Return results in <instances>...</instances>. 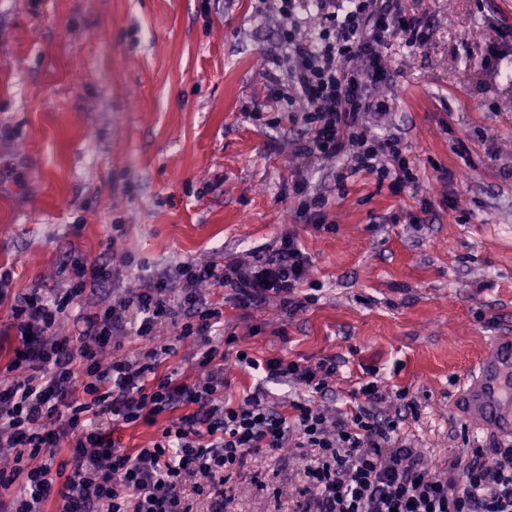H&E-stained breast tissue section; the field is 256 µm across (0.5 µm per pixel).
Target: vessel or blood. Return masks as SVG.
Wrapping results in <instances>:
<instances>
[{
  "label": "vessel or blood",
  "instance_id": "obj_1",
  "mask_svg": "<svg viewBox=\"0 0 512 512\" xmlns=\"http://www.w3.org/2000/svg\"><path fill=\"white\" fill-rule=\"evenodd\" d=\"M455 408L471 424L512 440V333L495 337L460 383Z\"/></svg>",
  "mask_w": 512,
  "mask_h": 512
}]
</instances>
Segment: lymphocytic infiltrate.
Here are the masks:
<instances>
[{
	"mask_svg": "<svg viewBox=\"0 0 512 512\" xmlns=\"http://www.w3.org/2000/svg\"><path fill=\"white\" fill-rule=\"evenodd\" d=\"M307 38L296 24L300 0H258L257 12H279L292 24L285 53L270 56V96L285 104L305 135L294 154L343 160L337 185L364 172L401 193L419 181L407 146L394 134L372 136L370 119L390 110L380 89L390 79L382 50L412 26L399 0H313ZM296 214L318 230H333L329 198L294 179ZM124 244H113L111 265L74 261L55 297L41 289L13 295L0 275V303L8 302L14 342L0 365V512H192L180 488L201 475L198 494L210 512H224V485L254 454L312 448L305 474L311 494L297 512H512V448L475 447L441 470L424 466L421 453L399 435L398 418L380 416L386 399L379 384L359 387L343 409L326 394L338 364L326 357L301 363L281 357L228 354L223 344L203 349L194 375L170 364L173 346L156 345L159 320L170 319L178 340L203 336L224 321V300H204L200 284L229 288L239 306L275 301L301 308L299 288L311 261L297 237L284 235L271 257L252 263L207 260L176 263L168 273L114 292L103 309L83 314L80 338L61 335L67 309L102 287L111 270L127 266ZM189 290L173 295L177 284ZM134 339L131 354L106 357L118 338ZM261 375L303 389L293 400L269 403L262 386L230 402L224 376L228 358ZM153 425L147 446L125 448L120 430ZM19 486L18 496L5 492Z\"/></svg>",
	"mask_w": 512,
	"mask_h": 512,
	"instance_id": "lymphocytic-infiltrate-1",
	"label": "lymphocytic infiltrate"
}]
</instances>
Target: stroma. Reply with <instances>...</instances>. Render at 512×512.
I'll return each instance as SVG.
<instances>
[{
    "instance_id": "35a3bbf8",
    "label": "stroma",
    "mask_w": 512,
    "mask_h": 512,
    "mask_svg": "<svg viewBox=\"0 0 512 512\" xmlns=\"http://www.w3.org/2000/svg\"><path fill=\"white\" fill-rule=\"evenodd\" d=\"M422 41L385 51L391 101L372 134L400 135L420 170L393 193L359 173L298 159L287 112L264 110L261 55L280 53L274 18L251 0H0V270L11 292L54 295L71 259L107 264L115 285L180 261L263 257L286 233L312 258L315 301L236 306L224 332L256 358L339 370L329 404L359 384L387 389L430 467L493 435L457 417L458 376L512 329V0H400ZM298 170L331 200L332 232L301 223ZM408 393L410 413L399 400ZM311 451L258 455L226 485L224 512H294Z\"/></svg>"
}]
</instances>
